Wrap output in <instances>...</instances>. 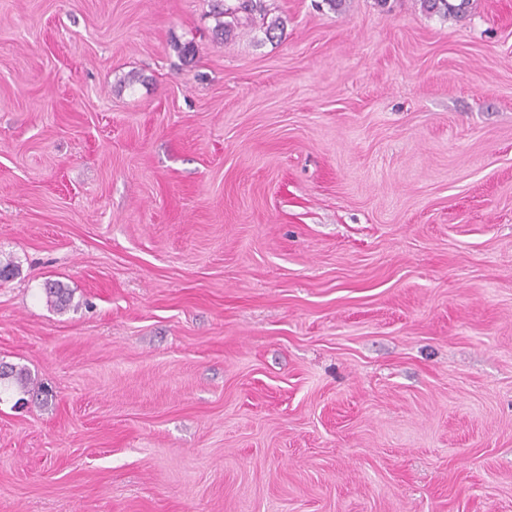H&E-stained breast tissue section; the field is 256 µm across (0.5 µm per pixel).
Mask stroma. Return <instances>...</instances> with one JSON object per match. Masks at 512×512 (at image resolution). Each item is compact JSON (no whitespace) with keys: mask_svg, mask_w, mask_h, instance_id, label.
<instances>
[{"mask_svg":"<svg viewBox=\"0 0 512 512\" xmlns=\"http://www.w3.org/2000/svg\"><path fill=\"white\" fill-rule=\"evenodd\" d=\"M233 2L0 0V512H512V0ZM256 1L257 0H237V4L234 8H228L225 12L220 13L217 17V30L221 32V35H229L233 30L234 21L238 24L240 17L250 19L255 12H261L263 10L262 5H258ZM226 16L231 17L232 21L220 19ZM420 3L427 11L448 17L465 11L470 0H420Z\"/></svg>","mask_w":512,"mask_h":512,"instance_id":"35a3bbf8","label":"stroma"}]
</instances>
